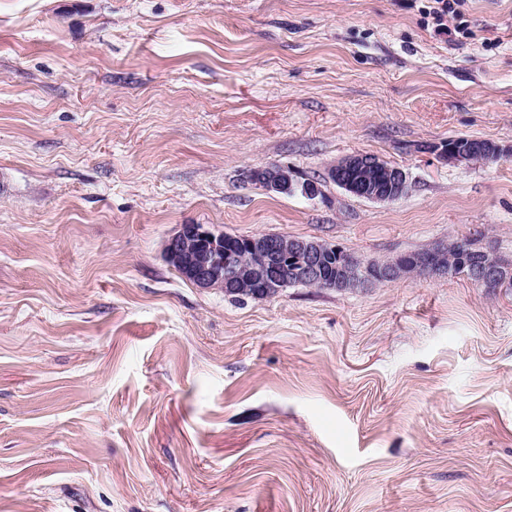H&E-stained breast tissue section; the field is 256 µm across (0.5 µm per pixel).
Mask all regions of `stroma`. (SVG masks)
<instances>
[{
  "label": "stroma",
  "instance_id": "1",
  "mask_svg": "<svg viewBox=\"0 0 512 512\" xmlns=\"http://www.w3.org/2000/svg\"><path fill=\"white\" fill-rule=\"evenodd\" d=\"M426 4L0 0V512H512V286L235 302L164 258L202 224L512 261V0ZM359 153L407 192L327 181ZM378 166L379 161L372 155L356 154L331 166L327 172V179L354 196L380 202L397 199L408 185L407 174L402 169H388L386 171L387 184L384 187L364 185L351 176L354 172L375 169ZM264 188L276 193H288L299 188L301 184L296 183L293 171L288 166L273 164L267 166L262 172Z\"/></svg>",
  "mask_w": 512,
  "mask_h": 512
}]
</instances>
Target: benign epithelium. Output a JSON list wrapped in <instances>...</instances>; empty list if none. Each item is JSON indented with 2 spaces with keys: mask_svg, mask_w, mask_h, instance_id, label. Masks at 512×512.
<instances>
[{
  "mask_svg": "<svg viewBox=\"0 0 512 512\" xmlns=\"http://www.w3.org/2000/svg\"><path fill=\"white\" fill-rule=\"evenodd\" d=\"M441 156L452 162L469 161L474 157L471 142L457 140L441 149ZM379 161L370 154L349 156L327 172V179L345 192L364 197L372 201H392L399 197L408 185L407 174L400 168L386 171V185L371 187L352 177V174L365 169H375ZM264 188L276 193H286L302 188L307 197H317L322 193L321 183L312 181L305 185L295 182L293 171L285 165L273 164L262 172ZM221 235L203 224H182L165 245L167 262L183 278L201 289L219 288L221 290H240L263 288L281 290L283 288L284 269L281 257L291 256L298 266L301 279L320 286L323 281L325 259L342 247L323 241L299 237L269 238L250 237L242 248V253H226L218 246ZM443 250L433 247L420 259V264L433 273L442 270ZM339 280L353 279V283L364 287L376 280L393 281L409 274V266L401 260L379 264L374 270L363 271L357 275L346 267L339 269ZM472 277L480 284L497 288L508 283L500 274L495 257L483 252V260L472 270Z\"/></svg>",
  "mask_w": 512,
  "mask_h": 512,
  "instance_id": "7a95c632",
  "label": "benign epithelium"
}]
</instances>
